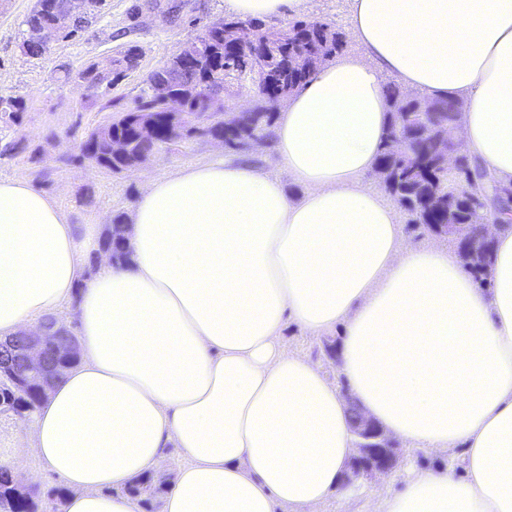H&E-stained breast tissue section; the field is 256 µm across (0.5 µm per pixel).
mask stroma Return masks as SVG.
Masks as SVG:
<instances>
[{"mask_svg": "<svg viewBox=\"0 0 512 512\" xmlns=\"http://www.w3.org/2000/svg\"><path fill=\"white\" fill-rule=\"evenodd\" d=\"M106 8L90 18L76 36L56 40L48 53L32 58L18 49L22 22L34 0H0V95L22 96L26 110L19 124L0 131L5 141L22 142L19 152L0 157V177L25 178L56 200L76 224H108L116 213H128L145 179L168 175L180 167L208 162L219 148L197 137L173 148H161L136 171L116 174L94 163L78 161L87 132L108 121L113 111L134 104L147 90V78L183 46L224 15V0H106ZM139 49L136 69L109 89L88 91L82 79L93 61L104 63L127 46ZM288 351L319 364L328 379L344 385L337 361L328 359L324 341L297 325L282 336ZM399 458L391 472L362 478L345 493L330 496L322 512H369L384 490L399 488L413 469L446 464L462 470L459 450L434 457L399 443Z\"/></svg>", "mask_w": 512, "mask_h": 512, "instance_id": "obj_1", "label": "stroma"}]
</instances>
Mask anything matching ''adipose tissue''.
Here are the masks:
<instances>
[{
    "label": "adipose tissue",
    "mask_w": 512,
    "mask_h": 512,
    "mask_svg": "<svg viewBox=\"0 0 512 512\" xmlns=\"http://www.w3.org/2000/svg\"><path fill=\"white\" fill-rule=\"evenodd\" d=\"M309 3L224 10L267 20ZM350 25L359 51L280 108L273 169L217 159L148 180L125 263L98 225L0 179V338L65 309L79 329L0 467L25 448L66 490L63 512H144L128 488L172 448L184 461L160 512H319L353 454L351 397L390 435L464 462L412 472L372 512H512V213L485 212L484 288L456 250L407 245L373 179L394 88L459 100L457 142L512 183V0H350ZM290 322L340 331L346 390L288 352Z\"/></svg>",
    "instance_id": "ef3b65f1"
}]
</instances>
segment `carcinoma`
<instances>
[{"label":"carcinoma","instance_id":"cac0c4a2","mask_svg":"<svg viewBox=\"0 0 512 512\" xmlns=\"http://www.w3.org/2000/svg\"><path fill=\"white\" fill-rule=\"evenodd\" d=\"M58 0H41L40 9L28 14L20 31V52L29 57L43 55L42 48L30 38V31L37 25L52 22ZM293 26L302 31L308 43L300 50L288 44L274 48L269 66L277 74L268 84L254 80L243 73L240 80L247 83L252 92L248 109L241 111L235 126L224 127V117L210 110L215 94L214 87L221 80L224 67H242V52L224 50V42L215 29L219 22L208 25L204 32L183 46L182 54L173 57L163 68L153 71L148 80L176 75L172 90L183 104V115L175 117L162 108L152 95L145 92L138 97L135 106L119 110L110 120L92 129L80 144L77 160L95 158L104 168L121 173L136 161H145L161 145L167 143L174 127H192L201 119H207L211 136L224 138V148L239 151L240 136L267 134L276 117L280 103L296 89L303 86L317 71L314 54H322L325 63L343 50L344 40L340 32L328 23L312 19L299 20ZM137 49L126 50L123 60L111 66V78L102 82L94 75V65L84 71L87 89L99 90L102 85H114L124 72L137 65ZM392 100L391 122L383 144L375 177L383 189L411 216L410 223H423V215L429 214L439 224L452 225L451 234L469 237L476 227L471 224L470 204L461 197L449 195V184L473 190L474 181L483 178L464 157L454 171L437 162L441 150L433 135V129L448 121L457 120L461 103L448 99L433 103V111L423 112L428 102L407 98L396 90L389 91ZM26 103L21 97L0 96V122L16 124L20 121ZM120 139L125 150L112 155V140ZM124 216L116 215L102 236V244L111 248L115 261L126 260L127 246ZM493 252L462 258L463 265L474 275L481 286L489 284L483 268L491 264ZM27 366L18 364L13 378L18 386L0 389V413L30 414L41 404L47 392L25 383ZM65 499L61 489L35 495L19 489L14 473L0 468V512H56Z\"/></svg>","mask_w":512,"mask_h":512}]
</instances>
